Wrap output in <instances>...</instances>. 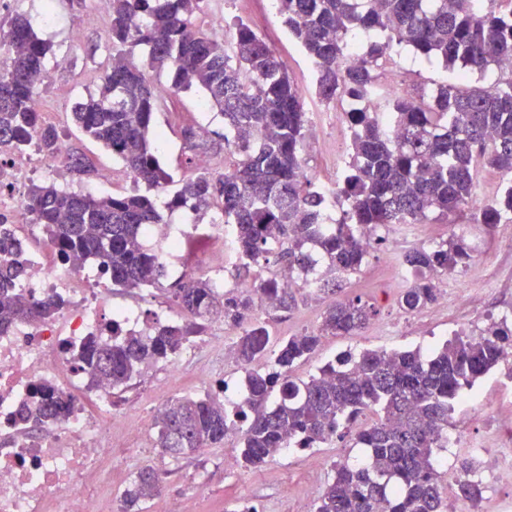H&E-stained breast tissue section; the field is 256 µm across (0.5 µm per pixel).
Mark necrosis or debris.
I'll return each mask as SVG.
<instances>
[{
  "mask_svg": "<svg viewBox=\"0 0 512 512\" xmlns=\"http://www.w3.org/2000/svg\"><path fill=\"white\" fill-rule=\"evenodd\" d=\"M66 152L46 161L35 151L17 152L0 144V227L15 238L36 236L23 200L32 175L47 166H62ZM149 234L159 247L161 261L178 267L172 238L215 239L221 257L212 267L216 288L224 286V268L236 264L235 228L230 224H154ZM23 291L36 300L64 296L65 305L54 319L39 325L17 320L0 330V512H93L82 489L88 480L112 469V429L131 433L146 428L147 416L118 410L112 388H88L86 377L71 354L91 336L108 335L104 313L112 291L89 281L76 263L49 260L44 250H24ZM46 384L64 392L72 410L48 424L31 428L16 422L15 414L28 402L34 385Z\"/></svg>",
  "mask_w": 512,
  "mask_h": 512,
  "instance_id": "necrosis-or-debris-1",
  "label": "necrosis or debris"
}]
</instances>
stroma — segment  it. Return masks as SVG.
Masks as SVG:
<instances>
[{"label":"stroma","instance_id":"35a3bbf8","mask_svg":"<svg viewBox=\"0 0 512 512\" xmlns=\"http://www.w3.org/2000/svg\"><path fill=\"white\" fill-rule=\"evenodd\" d=\"M206 12L226 25L238 18L248 23L272 46L284 69L301 89L306 112L326 113V122L317 136L307 137L302 156L314 181H339L344 175L350 147L347 121L338 115L335 104L317 97L312 64L301 45L289 36L279 14H268L264 0H208ZM10 15L29 17L36 33L52 41L55 58L47 63L49 79L39 93L58 107L57 116L50 119L51 124L72 151L85 155L93 165L92 173L87 176L76 175L65 166L48 174L36 173L35 181L50 179L74 191H84L94 185L102 196L132 191L133 183L125 178L122 161L82 135L71 121L75 104L95 91L98 73L107 61L106 25L85 28L80 43L74 46L55 25L45 22L41 0H13L9 12L0 13V20ZM63 55L69 58L70 64L60 69L55 60ZM395 61L394 71L402 87L453 82L460 76L459 69L427 65L405 47L400 48ZM203 98L202 91L187 92L181 97L180 113L160 111L156 114L155 124L166 137L158 158L173 177L184 173L179 164L183 148L182 124L200 120L209 127L207 141L211 148L207 156L215 163H223L228 154L222 139L224 122L215 110L200 109ZM105 170L112 171L114 179L102 185L98 178ZM454 233L465 236L472 254L470 263L458 270V281L454 284L449 283L444 274H434L436 300L421 311H404L398 303L404 285L396 281L390 257L404 256L420 246L436 245ZM372 237L377 241L375 249L371 250L361 271L344 278L341 294L361 297L375 306L376 315L361 335L324 337L315 353L295 366V380L307 379L326 361L349 350L430 349L457 334H479L501 316L512 317V230L507 225L473 223L470 211L464 210L450 219L434 214L423 224L379 226L373 229ZM176 278V271H169L149 297L135 289H113L112 303L138 306L146 323L154 324L164 319L167 308L175 304L169 287ZM294 296L296 302L289 311L276 312L260 306L255 309L256 317L266 323L271 345L314 331L321 322L325 302L320 294L298 287ZM237 338V330L225 324L223 318L208 321L198 338L200 353L197 358L184 361L181 379L168 381L166 363L149 365L125 387V405L142 412L175 398L203 395L221 384L233 390L243 389L245 371L234 356ZM479 395L492 401V409L482 411L475 406L474 399ZM507 419L512 420V367L504 363L480 379L456 403L448 428L461 439L484 440L489 455L495 458L502 448L512 446V432L501 427L502 421ZM240 443L239 432L232 431L221 445L175 460L161 454L154 430L132 437L124 429L114 428L112 453L120 462L112 474L114 512H119L123 493L133 474L144 467L165 476L161 493L147 502L146 512H163L166 501L187 496L195 498L198 512H236L237 507L247 501L253 503L258 512H314L332 464L355 461L363 456L362 450L353 447L351 440L334 438L305 451L284 450L254 474L240 465Z\"/></svg>","mask_w":512,"mask_h":512}]
</instances>
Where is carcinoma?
Instances as JSON below:
<instances>
[{
  "label": "carcinoma",
  "instance_id": "cac0c4a2",
  "mask_svg": "<svg viewBox=\"0 0 512 512\" xmlns=\"http://www.w3.org/2000/svg\"><path fill=\"white\" fill-rule=\"evenodd\" d=\"M206 0H109L110 62L98 76L96 92L76 104L74 126L124 164L134 183L168 197L166 207L202 220L220 209L235 224L236 249L249 273L275 254L290 272L314 277L316 291L335 295L339 284L317 276L323 262L341 279L357 272L372 248L362 234L385 224H422L429 214L449 217L467 208L476 224L512 217V0H278L288 32L312 60L315 91L326 102L352 105L345 112L351 133L350 156L336 197L341 218L326 224L324 197L303 176L307 136L302 92L274 51L241 19L218 41L199 24ZM9 64L0 69V144L19 151L38 149L51 160L61 143L34 106L38 77L48 75L52 52L31 23L17 15L0 25ZM357 36L367 38L357 64L346 61ZM446 68L499 78L487 85L462 83L417 86L405 94L387 92L381 71L396 47ZM170 73L169 96L157 91L150 71ZM201 90L208 107L224 119V145L233 148L222 172L200 166L194 127L182 129L183 165L189 175L176 180L159 163L161 133L155 114L177 111L182 94ZM383 97L380 117L358 105ZM491 168L502 176L496 198L472 205L479 174ZM24 208L56 245L61 261L81 257L114 288L160 283L167 268L158 252L144 246L149 224L163 223L151 195L98 196L54 183L31 185ZM24 245L0 235V328L15 319L51 320L61 297L36 301L18 290ZM471 260L463 236L451 234L435 247H417L404 264L416 270L452 272ZM172 298L193 321L157 324L149 336L129 335L112 324V339L89 337L72 354L90 379L120 389L145 366L176 355L221 314L239 331L237 360L245 369V394L230 408L220 394L176 398L152 421L157 447L179 459L224 441L230 426L241 430L242 466L257 469L287 448H314L338 436L365 450L360 464L336 462L318 496L315 512H443L444 480L433 458L448 445V418L462 391L499 366L512 350V321L490 324L476 336L457 335L441 347L422 351L367 349L346 352L306 381L291 378L323 336H357L373 309L359 297L334 299L319 329L283 340L267 356L266 326L250 318L255 299L275 297L288 309L292 295L255 276L250 289L220 294L201 277L176 282ZM436 300L433 279L423 276L405 289L400 305L416 312ZM69 399L39 385L20 420L42 426L62 416ZM371 412L370 424L352 429ZM457 494L475 503L482 480L474 459L462 462ZM163 478L139 470L123 495L121 512H142L157 496Z\"/></svg>",
  "mask_w": 512,
  "mask_h": 512
}]
</instances>
